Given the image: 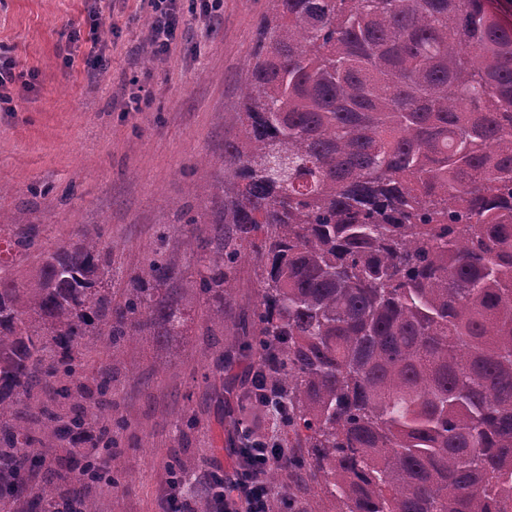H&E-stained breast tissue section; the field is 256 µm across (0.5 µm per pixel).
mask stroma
I'll use <instances>...</instances> for the list:
<instances>
[{
    "label": "stroma",
    "mask_w": 512,
    "mask_h": 512,
    "mask_svg": "<svg viewBox=\"0 0 512 512\" xmlns=\"http://www.w3.org/2000/svg\"><path fill=\"white\" fill-rule=\"evenodd\" d=\"M98 8L110 66L93 79L81 64L88 42H79L71 68L58 50L64 35L88 31L85 0H0V53L38 73L17 111L0 112V214L27 209L47 250L74 241L79 229L100 231L112 249L117 294L162 238L179 271L184 335L171 344L143 336L119 351L99 337L85 339L95 369L121 364L112 415L126 423L112 432L126 482L98 488L97 510L162 512L173 494L174 457L221 473L236 462L239 422L283 436L267 409L249 416L241 408L255 357L229 369L216 363L257 302L252 261L239 267L236 302L215 336L184 245L192 234L210 238L223 211L224 141L236 131L240 88L270 0H224L218 23L187 16L182 39L161 63L150 52L142 0H99ZM140 87L145 96L133 102ZM46 186L75 193L47 202L38 196ZM186 213L196 223H182Z\"/></svg>",
    "instance_id": "35a3bbf8"
}]
</instances>
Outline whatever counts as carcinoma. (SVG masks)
Returning a JSON list of instances; mask_svg holds the SVG:
<instances>
[{
	"label": "carcinoma",
	"instance_id": "carcinoma-1",
	"mask_svg": "<svg viewBox=\"0 0 512 512\" xmlns=\"http://www.w3.org/2000/svg\"><path fill=\"white\" fill-rule=\"evenodd\" d=\"M236 122L224 215L187 253L221 312L255 265L254 320L224 359L277 361L286 465L319 486L307 512H512V25L490 0H272ZM3 240L0 506L55 512L80 477L46 439L84 434L117 382L82 402V340L181 336L185 307L158 248L116 303L100 234L45 252L21 208ZM102 420L88 472L124 426ZM170 472L210 512L224 480Z\"/></svg>",
	"mask_w": 512,
	"mask_h": 512
}]
</instances>
